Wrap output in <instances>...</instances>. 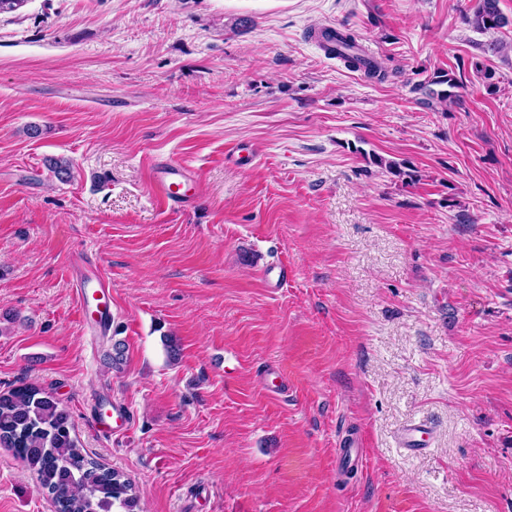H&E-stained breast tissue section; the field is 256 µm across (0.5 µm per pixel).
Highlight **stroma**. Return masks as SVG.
Wrapping results in <instances>:
<instances>
[{"instance_id":"obj_1","label":"stroma","mask_w":512,"mask_h":512,"mask_svg":"<svg viewBox=\"0 0 512 512\" xmlns=\"http://www.w3.org/2000/svg\"><path fill=\"white\" fill-rule=\"evenodd\" d=\"M477 4L0 14V392L56 398L141 512H512V0L485 34L463 20ZM326 26L387 78L327 55L310 35ZM439 70L453 102L424 86ZM235 144L255 162L225 160ZM49 157L72 162L70 181ZM158 158L196 172V205L158 204ZM277 260L292 277L266 287ZM83 261L112 288L98 336L78 310ZM270 365L286 394L265 388ZM112 404L131 425L104 435L93 417ZM415 420L435 440L408 456L396 435ZM349 434L365 453L342 466ZM0 512H55L2 446ZM291 273L288 263L284 261L270 263L260 271L261 278L269 288H281L287 285Z\"/></svg>"}]
</instances>
